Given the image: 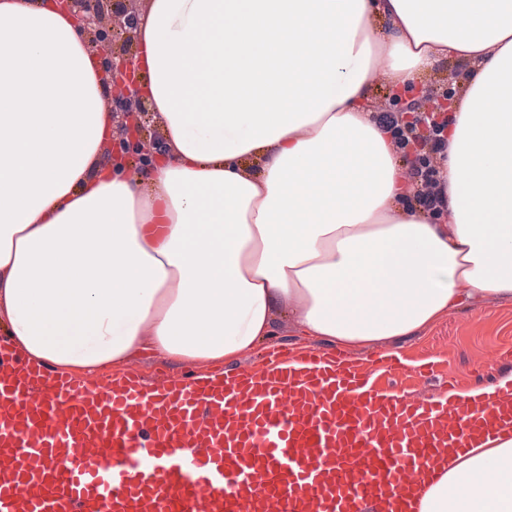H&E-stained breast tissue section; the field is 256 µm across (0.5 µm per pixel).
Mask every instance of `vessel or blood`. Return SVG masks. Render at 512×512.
Segmentation results:
<instances>
[{
    "label": "vessel or blood",
    "instance_id": "1",
    "mask_svg": "<svg viewBox=\"0 0 512 512\" xmlns=\"http://www.w3.org/2000/svg\"><path fill=\"white\" fill-rule=\"evenodd\" d=\"M302 362L91 387L0 339V512H407L442 449L512 422V388L470 408L376 387L393 357Z\"/></svg>",
    "mask_w": 512,
    "mask_h": 512
}]
</instances>
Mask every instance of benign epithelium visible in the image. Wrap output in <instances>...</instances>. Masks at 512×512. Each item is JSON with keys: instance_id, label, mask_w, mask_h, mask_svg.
<instances>
[{"instance_id": "1", "label": "benign epithelium", "mask_w": 512, "mask_h": 512, "mask_svg": "<svg viewBox=\"0 0 512 512\" xmlns=\"http://www.w3.org/2000/svg\"><path fill=\"white\" fill-rule=\"evenodd\" d=\"M58 6L76 16L82 24L90 51L98 58L109 87L107 103L118 118V133L112 136L107 155L132 161L142 169L153 163L162 145L150 134V117L140 93L136 56L114 47L110 34L132 36L140 24L141 0H124L125 5L95 3L76 7L74 0H56Z\"/></svg>"}]
</instances>
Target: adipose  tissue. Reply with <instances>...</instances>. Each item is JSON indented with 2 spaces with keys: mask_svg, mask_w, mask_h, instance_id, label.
<instances>
[{
  "mask_svg": "<svg viewBox=\"0 0 512 512\" xmlns=\"http://www.w3.org/2000/svg\"><path fill=\"white\" fill-rule=\"evenodd\" d=\"M142 93L165 153L103 156L115 122L79 21L0 0V329L94 383L140 356L223 376L284 316L373 347L512 299V0H145ZM476 66L440 164L447 218L411 210L368 99ZM263 159L261 172L248 158ZM416 512H512V429L443 452Z\"/></svg>",
  "mask_w": 512,
  "mask_h": 512,
  "instance_id": "1",
  "label": "adipose tissue"
}]
</instances>
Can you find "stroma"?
<instances>
[{"instance_id": "obj_1", "label": "stroma", "mask_w": 512, "mask_h": 512, "mask_svg": "<svg viewBox=\"0 0 512 512\" xmlns=\"http://www.w3.org/2000/svg\"><path fill=\"white\" fill-rule=\"evenodd\" d=\"M391 351L399 353L403 367L392 382L409 396L442 395L452 383L464 391L497 382L512 371V300L490 297L485 307L451 311L408 341L343 356L364 364Z\"/></svg>"}]
</instances>
